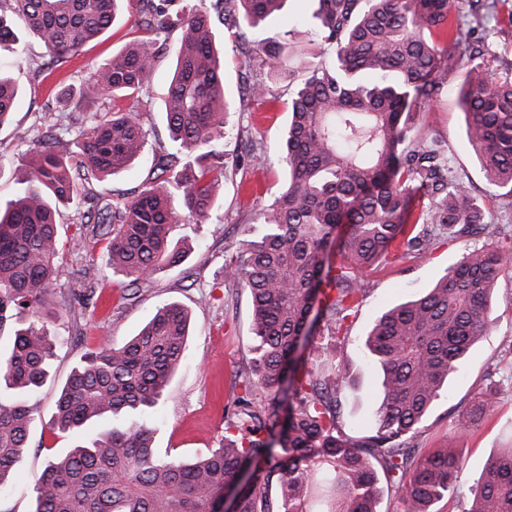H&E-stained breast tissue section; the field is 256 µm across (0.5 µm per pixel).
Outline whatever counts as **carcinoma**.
I'll use <instances>...</instances> for the list:
<instances>
[{
    "instance_id": "obj_1",
    "label": "carcinoma",
    "mask_w": 512,
    "mask_h": 512,
    "mask_svg": "<svg viewBox=\"0 0 512 512\" xmlns=\"http://www.w3.org/2000/svg\"><path fill=\"white\" fill-rule=\"evenodd\" d=\"M122 2L0 0V51L13 49L22 27L65 60L112 26ZM286 2L141 0L138 24L151 37L113 55L89 82L107 101L126 97V107L86 117L69 140L74 164L54 146L30 152L15 199L0 212V325L14 310L30 315L0 356V487L27 448L28 398L53 355L47 322L55 316L49 288L58 274L57 205L141 155L159 39L176 32L164 109L184 158L160 156L135 196L97 207L96 230L108 240L107 266L130 279L134 299L158 271L182 264L186 250L170 239L171 225L207 223L224 180L217 142L230 102L216 27L257 28ZM317 2L335 65L311 67L296 91L282 145L286 179L261 232L242 241L225 266L251 298L255 345L224 442L194 462L163 459L154 431L130 420L158 404L184 358L190 314L165 303L136 336L91 353L61 389L54 426L78 441L36 479L33 512H218L225 486L243 471L252 484L239 492L237 512H377L383 481L401 491L406 512H432L453 489L460 456L451 448L421 455L411 439L492 324V290L512 264L511 251L490 243L465 252L433 288L373 322L364 347L381 373L383 399L367 435L348 434L340 417L348 361L337 358L334 374L322 376L295 353L316 334L345 341L341 331L364 296L357 273L394 250L415 256L427 225L456 236L486 230L484 208L436 149L411 138L409 117L467 58L459 90L467 139L490 182L512 196V73L495 80L477 62L482 50L463 37L459 0ZM248 58L270 73L288 70L286 44L276 37ZM264 94L262 83L246 85L239 111ZM17 96L0 74V124ZM258 389L274 392L268 405L255 402ZM494 407L487 387L474 415ZM99 422L109 427L82 436ZM461 512H512V448L491 457Z\"/></svg>"
}]
</instances>
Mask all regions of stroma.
Instances as JSON below:
<instances>
[{
  "label": "stroma",
  "instance_id": "1",
  "mask_svg": "<svg viewBox=\"0 0 512 512\" xmlns=\"http://www.w3.org/2000/svg\"><path fill=\"white\" fill-rule=\"evenodd\" d=\"M138 0H127L122 18L98 40L84 46L63 66L53 69L46 80L33 75L35 65H46L50 55L37 38L20 32L26 51L22 56L0 55L4 69L21 91L10 121L0 125V207L13 198L14 180L25 169V146L15 140L16 127L30 129L40 138L49 126L77 127L84 114L105 111L101 99L88 92L95 68L129 42L146 38L136 24ZM316 0H288L283 13L258 29L217 31L224 56V86L230 101H237L245 83L264 82L267 92L252 101L248 111L230 110L224 150V182L209 223L173 225V241L189 240L193 246L177 267L157 273L136 302L126 300L128 281L113 276L104 255L105 239L85 235L73 244L76 234L73 210H59L61 240L57 265L59 274L53 297L89 283V299L73 302L61 310L52 331L58 341L48 376L33 396L34 411L28 447L15 476L0 491V512H33V486L49 460L66 454L72 438L53 426L55 404L61 388L86 353L135 336L158 305L181 303L191 314L190 332L183 362L172 378L167 394L146 415L155 431L154 446L159 456L194 459L216 447L224 435V420L234 409L233 400L242 390L236 384L246 358L251 355L252 304L246 290L225 275V264L235 257L246 227L260 223L274 201L285 177L277 152L290 119L289 107L299 85L316 64L333 65L335 46L322 39L315 17ZM275 36L297 48L289 61L290 72L277 76L246 66L249 47ZM485 50L480 61L493 77L512 72V6L499 5L476 33ZM174 40L161 47L146 91L151 101L144 114L147 144L132 166L93 185L95 193L112 196L136 195L147 178L160 148L172 147L163 99L174 64ZM462 69L448 74L441 93L414 117L415 138L440 150L450 167L464 179L478 202L488 209L491 234L449 236L446 229L433 228L421 254L406 259H389L378 270L360 278L365 296L351 319L348 341L333 346L327 337H315L308 365L330 371L338 356H347L353 367V384L341 397V416L346 426L370 423L380 406L381 380L368 364L363 338L376 318L393 305L412 300L433 287L462 253L495 242L512 247V197L503 198L492 185L466 136V116L459 104ZM255 151L261 162L249 161ZM494 323L476 344L463 368L448 381V392L437 400L421 424L414 443L419 451L453 447L465 460V470L455 492L434 506V512H459L470 499L476 480L488 459L498 450L512 446V270L498 281L492 296ZM496 392L495 411L477 420L471 416L473 400L484 388Z\"/></svg>",
  "mask_w": 512,
  "mask_h": 512
}]
</instances>
